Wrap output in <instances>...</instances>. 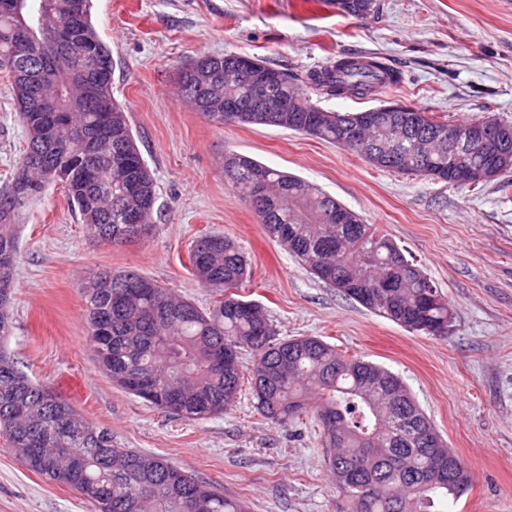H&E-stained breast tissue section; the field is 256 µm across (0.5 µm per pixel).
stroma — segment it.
Segmentation results:
<instances>
[{
    "mask_svg": "<svg viewBox=\"0 0 512 512\" xmlns=\"http://www.w3.org/2000/svg\"><path fill=\"white\" fill-rule=\"evenodd\" d=\"M378 2V13L355 18L327 0H93V23L112 50L114 96L156 180V227L138 242L91 243L62 184L48 187L21 222L15 330L4 346L119 447L162 456L249 512H336L311 416L270 423L245 390L223 415L182 419L98 366L83 296L93 274L133 269L205 308L212 295L192 274L190 248L221 234L248 254L251 276L239 293L262 306L279 338L318 336L402 378L471 474L449 512H512V186L381 170L289 129L205 121L177 95L181 67L202 54L254 56L300 78L366 56L399 72L400 83L367 97L316 93L313 102L335 112L396 102L439 122H512V0ZM25 144L0 79V189ZM230 153L321 187L389 235L451 303L447 335L408 331L315 279L225 180ZM0 512L93 509L28 469L0 433Z\"/></svg>",
    "mask_w": 512,
    "mask_h": 512,
    "instance_id": "stroma-1",
    "label": "stroma"
}]
</instances>
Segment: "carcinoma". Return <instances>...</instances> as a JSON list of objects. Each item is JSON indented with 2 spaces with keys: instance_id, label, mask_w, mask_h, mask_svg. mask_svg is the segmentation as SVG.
Wrapping results in <instances>:
<instances>
[{
  "instance_id": "cac0c4a2",
  "label": "carcinoma",
  "mask_w": 512,
  "mask_h": 512,
  "mask_svg": "<svg viewBox=\"0 0 512 512\" xmlns=\"http://www.w3.org/2000/svg\"><path fill=\"white\" fill-rule=\"evenodd\" d=\"M12 2L0 0V77L12 90L27 134L24 153L32 154V163L16 164L13 202L1 203L0 194V312L14 297L19 217L49 184L64 185L89 238L112 245L138 239V226L155 227L157 199L155 178L112 93V78L102 82L89 107L82 104L79 85L41 88L60 98L51 126L32 97L31 71L56 61L48 46L61 24L75 22L76 43L112 72L111 49L91 20L92 0H52L44 32L25 44L14 39L19 17ZM336 7L364 18L378 12L379 3L336 0ZM239 65L235 54L209 56L205 71L187 64L178 81L181 97L201 115L224 116V99L244 94ZM387 77L396 74L377 60L343 58L309 73L307 84L329 95L366 96ZM298 81L284 72L274 85L290 111L268 116L244 100L236 124L260 125L272 116L378 169L458 186L480 184L462 176L446 153L433 156L430 171L421 169L417 139L449 123L409 105L394 112H321ZM355 126L376 129L388 156L374 162L368 146L347 140ZM82 161L96 170L93 186L79 172ZM224 176L259 214L267 233L317 279L411 332L448 335L451 304L379 228L315 184L248 156H225ZM259 180L263 195L254 200ZM205 239L209 248L192 247L190 263L196 280L215 296L207 309L132 270L112 272V282L135 281L133 288L92 284L84 290L88 334L115 383L127 388L125 378L135 372L152 379L153 396L146 402L156 409L188 419L219 415L238 398L241 355L249 349L256 354L251 380L257 412L276 424L310 414L321 428L331 449L326 465L337 497L347 505L337 512H440L438 506L457 502L469 490L465 465L446 443H436L438 433L398 375L342 355L316 336L278 339L263 308L235 293L250 275L241 246L220 234ZM0 431L23 462L32 453L39 456L35 473L72 488L94 512H247L241 501L157 455L113 447L112 433L85 419L53 388L32 382L1 348Z\"/></svg>"
}]
</instances>
